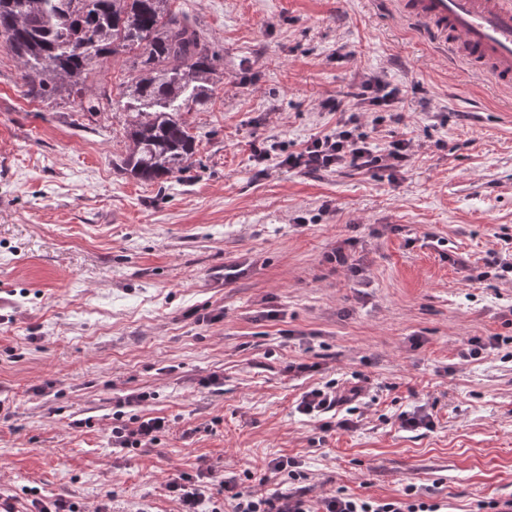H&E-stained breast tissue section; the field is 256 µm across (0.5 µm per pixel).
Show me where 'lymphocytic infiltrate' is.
Segmentation results:
<instances>
[{"mask_svg":"<svg viewBox=\"0 0 512 512\" xmlns=\"http://www.w3.org/2000/svg\"><path fill=\"white\" fill-rule=\"evenodd\" d=\"M402 101L400 89L392 87L382 76L373 75L353 84L345 92L327 97L325 110L338 113L335 128L314 137L297 153L288 155L283 163L288 168L307 173L353 170L396 169L410 159L409 143L398 139L386 146L375 144L360 121V113L394 112ZM167 429L162 417H140L135 425L114 427L112 443L117 449H136L157 441ZM169 493L179 505L178 512H221L219 507H206L207 496L199 476L182 472L167 484ZM413 487H405L392 498L375 500L361 498L340 490L318 500L307 499L303 493L282 488L266 496H258L241 487L235 478L224 481V501L230 512H440L437 503L414 499Z\"/></svg>","mask_w":512,"mask_h":512,"instance_id":"f902f5d3","label":"lymphocytic infiltrate"}]
</instances>
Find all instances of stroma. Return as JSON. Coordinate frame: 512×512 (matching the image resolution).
Returning <instances> with one entry per match:
<instances>
[{
  "label": "stroma",
  "mask_w": 512,
  "mask_h": 512,
  "mask_svg": "<svg viewBox=\"0 0 512 512\" xmlns=\"http://www.w3.org/2000/svg\"><path fill=\"white\" fill-rule=\"evenodd\" d=\"M170 7L223 62L207 106L182 115L194 166L162 185L121 167L130 63L42 102L0 45V494L18 512L35 491L79 512H177L174 474L203 471L219 502L225 478L288 456L312 499L410 484L479 512L512 497V273L485 264L512 256V90L372 0ZM373 74L405 92L372 136L409 140L407 167L256 161L335 127L322 100ZM342 244L359 274L327 261ZM473 338L480 355L462 357ZM213 372L222 386H202ZM327 381L341 402L323 432L296 405ZM138 393L125 422L169 427L114 450L115 402ZM419 406L434 428H401Z\"/></svg>",
  "instance_id": "1"
}]
</instances>
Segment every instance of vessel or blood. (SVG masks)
<instances>
[{
    "mask_svg": "<svg viewBox=\"0 0 512 512\" xmlns=\"http://www.w3.org/2000/svg\"><path fill=\"white\" fill-rule=\"evenodd\" d=\"M396 8L425 23L447 53L478 59L495 83L512 86V0H397Z\"/></svg>",
    "mask_w": 512,
    "mask_h": 512,
    "instance_id": "vessel-or-blood-1",
    "label": "vessel or blood"
}]
</instances>
